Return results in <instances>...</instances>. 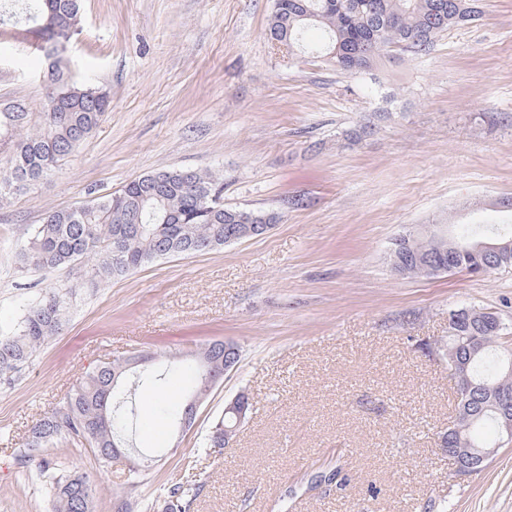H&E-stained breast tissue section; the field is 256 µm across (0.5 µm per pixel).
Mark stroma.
Returning <instances> with one entry per match:
<instances>
[{
    "label": "stroma",
    "mask_w": 512,
    "mask_h": 512,
    "mask_svg": "<svg viewBox=\"0 0 512 512\" xmlns=\"http://www.w3.org/2000/svg\"><path fill=\"white\" fill-rule=\"evenodd\" d=\"M429 55L348 75L271 44L274 0H82L67 65L111 105L62 165L0 205V331L45 292H70L59 334L0 383V512H52L47 483L17 455L32 425L102 363L174 356L212 340L241 349L190 431L171 415L187 376L133 391L128 429L154 458L100 466L87 443L55 456L94 472L95 512L114 493L161 512L166 484L195 461L189 512H512V444L457 476L437 440L455 417L448 366L429 352L448 312L498 315L512 348V268L485 276L394 274L390 249L427 224L500 223L512 200V0ZM0 103L39 110L40 34L0 26ZM160 170L209 172L224 204L278 217L265 235L161 258L90 281L87 265L43 274L18 254L33 225ZM254 410L229 448L201 447L225 405ZM341 468L346 480L311 487Z\"/></svg>",
    "instance_id": "1"
}]
</instances>
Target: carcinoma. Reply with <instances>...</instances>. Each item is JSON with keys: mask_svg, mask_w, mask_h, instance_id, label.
<instances>
[{"mask_svg": "<svg viewBox=\"0 0 512 512\" xmlns=\"http://www.w3.org/2000/svg\"><path fill=\"white\" fill-rule=\"evenodd\" d=\"M266 29L270 42L288 45V53L323 58L336 70L350 75L373 69L393 53L423 57L449 30L478 19L477 0H280ZM80 0H21L16 10L0 12V24H34L43 36V56L60 42H70L80 31ZM316 27L322 41L309 45L303 34ZM47 100L38 112H21L8 104L0 107V203L48 175L72 155L100 124L109 109L107 92L74 81L61 65L47 68ZM195 189L182 180L180 171H157L140 176L115 195L69 210H50L34 226L27 245L19 253L23 267L52 272L83 262L91 263V277L104 280L122 277L157 259L189 256L224 247L223 187L216 179L194 172ZM454 248L442 244L427 229L409 237V247L418 258L445 256L450 269L472 275L495 271L485 266L472 250L475 239L512 241V224H453ZM69 306L64 294L45 293L26 310L18 328L0 335V380L9 379L27 364L33 354L60 330ZM502 330L481 335L482 345L469 361L472 383L493 387L512 367V349L500 343ZM215 352L207 343L188 354L190 364L174 358L159 371L148 365L123 383L112 385V373L126 366L125 360L107 362L77 383L67 400L46 413L29 430L27 448L20 455L26 465L38 463L53 498V512H93L94 479L88 473L67 474L48 459V449L66 441L86 442L104 464L112 462L107 451L117 445L129 447L123 418L133 414L126 406L127 393L139 384H159L183 366L190 369L192 388L202 380L197 359ZM453 426L448 428L451 445L470 443L491 448L483 431L499 432L500 420L480 393L467 403H458ZM227 417L215 420L203 439L209 449H223L215 435L224 433ZM191 485L178 480L168 487L165 512H186Z\"/></svg>", "mask_w": 512, "mask_h": 512, "instance_id": "1", "label": "carcinoma"}]
</instances>
